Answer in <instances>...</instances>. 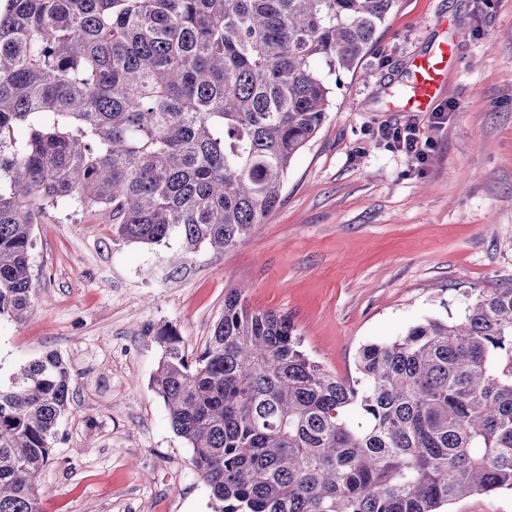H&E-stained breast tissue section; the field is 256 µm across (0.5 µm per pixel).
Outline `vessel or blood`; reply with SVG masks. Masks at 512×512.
<instances>
[{
	"label": "vessel or blood",
	"instance_id": "b4317fda",
	"mask_svg": "<svg viewBox=\"0 0 512 512\" xmlns=\"http://www.w3.org/2000/svg\"><path fill=\"white\" fill-rule=\"evenodd\" d=\"M450 58L447 44L442 43L433 54L413 60L411 68L414 79L406 94L407 111L433 110L445 84Z\"/></svg>",
	"mask_w": 512,
	"mask_h": 512
}]
</instances>
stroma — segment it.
Wrapping results in <instances>:
<instances>
[{
	"mask_svg": "<svg viewBox=\"0 0 512 512\" xmlns=\"http://www.w3.org/2000/svg\"><path fill=\"white\" fill-rule=\"evenodd\" d=\"M454 64L424 161L379 135L405 123L410 62L443 40ZM331 107L288 168L279 204L237 245L171 264L177 240L122 241L94 210L50 208L33 227L34 311L0 321V378L49 351L72 374L39 488L41 512H214L192 450L152 387L172 327L203 351L229 288L287 315L339 379L356 356L470 299L512 287V0H397L356 69L329 75Z\"/></svg>",
	"mask_w": 512,
	"mask_h": 512,
	"instance_id": "obj_1",
	"label": "stroma"
}]
</instances>
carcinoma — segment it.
Listing matches in <instances>:
<instances>
[{
  "mask_svg": "<svg viewBox=\"0 0 512 512\" xmlns=\"http://www.w3.org/2000/svg\"><path fill=\"white\" fill-rule=\"evenodd\" d=\"M395 2L0 0V319L33 309L50 206L97 210L128 243L176 238L178 262L235 246L325 122L318 65L356 68ZM155 337L154 389L215 512H442L512 490V288L363 345L352 382L242 288L197 357ZM71 381L51 351L0 382V512H39Z\"/></svg>",
  "mask_w": 512,
  "mask_h": 512,
  "instance_id": "1",
  "label": "carcinoma"
}]
</instances>
